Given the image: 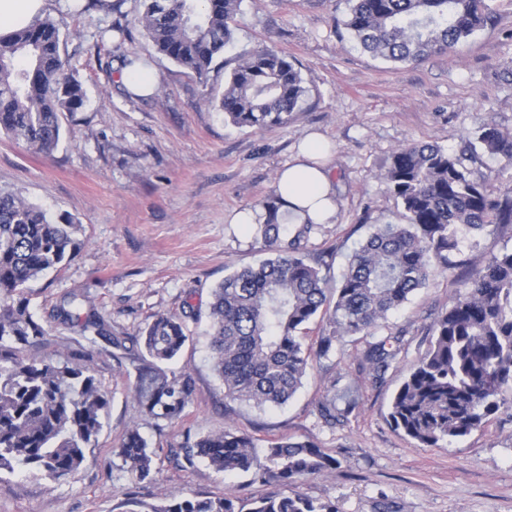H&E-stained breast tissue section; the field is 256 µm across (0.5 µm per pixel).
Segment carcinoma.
Here are the masks:
<instances>
[{
	"instance_id": "carcinoma-1",
	"label": "carcinoma",
	"mask_w": 512,
	"mask_h": 512,
	"mask_svg": "<svg viewBox=\"0 0 512 512\" xmlns=\"http://www.w3.org/2000/svg\"><path fill=\"white\" fill-rule=\"evenodd\" d=\"M138 22L156 52L207 77L214 60L235 41L242 0H143ZM339 24L365 51L393 63L446 53L495 21L489 0H346ZM307 93L300 71L285 54L265 47L244 53L214 100L239 127L284 125ZM81 83L66 75L57 24L45 19L0 37V132L48 153L61 137L60 116L82 108ZM484 150L512 165V132L481 129ZM384 178L402 209L403 224H376L329 287L330 267L311 262L316 224H286L277 196L261 202L268 218L254 238L268 257L236 270L213 290L210 350L224 396L258 408L286 403L301 387L313 360L358 336L363 361L383 379L401 352L404 335L383 333L391 313L427 285L434 266L448 268L463 236L490 227L512 228V187L499 195L483 175L447 150L427 144L398 149ZM72 218L53 219L42 207L0 190V471L34 469L54 479L74 476L102 428L108 407L91 370L81 364L24 359L19 349L46 335L29 310L30 282L74 258ZM61 322L81 335L99 336L131 352L105 319L81 314L71 295L58 307ZM324 325L309 339L310 325ZM426 353L393 396L389 424L420 445L440 448L481 428L512 394V249L491 255L465 291L437 315ZM190 339L186 321L158 315L141 332L142 361L132 391L155 419H179L193 380L167 373ZM357 407L355 392L340 388L318 403L325 423L344 421ZM121 456L141 479L153 474L154 451L135 428L126 431ZM218 472L248 473L262 482L318 475L339 459L312 442H269L259 454L251 436L229 429L198 437L186 450ZM130 512H337L331 502L271 493L259 498H185L160 504L133 502Z\"/></svg>"
}]
</instances>
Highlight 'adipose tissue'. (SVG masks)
Wrapping results in <instances>:
<instances>
[{"label": "adipose tissue", "instance_id": "ef3b65f1", "mask_svg": "<svg viewBox=\"0 0 512 512\" xmlns=\"http://www.w3.org/2000/svg\"><path fill=\"white\" fill-rule=\"evenodd\" d=\"M46 0H0V36L30 27ZM330 149L319 134L306 136L291 161L277 175L279 210L290 223H330L336 213V190L329 163Z\"/></svg>", "mask_w": 512, "mask_h": 512}]
</instances>
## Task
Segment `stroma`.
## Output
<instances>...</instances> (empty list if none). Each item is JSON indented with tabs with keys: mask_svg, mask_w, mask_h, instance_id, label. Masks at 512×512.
<instances>
[{
	"mask_svg": "<svg viewBox=\"0 0 512 512\" xmlns=\"http://www.w3.org/2000/svg\"><path fill=\"white\" fill-rule=\"evenodd\" d=\"M111 3L108 12L77 13L66 0H46L44 15L59 25L67 72L85 93L79 112L62 115L57 148L36 153L0 134V190L81 226L76 256L30 284L29 310L46 334L23 354L89 364L110 404L75 476L53 480L20 467L0 473V512H130L136 500L272 492L330 501L338 512H512V406L444 448L420 446L387 421L395 391L428 346L434 317L461 292L462 278L512 247V231L470 238L460 254L464 266L434 269L427 286L389 315V327L404 330L405 338L383 381L373 382L362 368L363 342L349 341L330 359L312 362L285 405L232 402L213 370L206 333L212 288L264 257L231 216L271 193L309 132L329 143L336 188L334 221L312 237L309 252L330 253L336 277L372 225L401 221L383 178L398 148L432 144L456 154L486 124L512 131V0H491L497 23L456 49L405 64L363 51L337 26L344 0H243L235 43L204 81L155 54L138 24L141 0ZM115 23L125 28L124 38L98 43L99 30ZM259 46L288 55L308 90L288 124L262 130L231 124L211 104L239 54ZM122 54L151 58L160 82L154 94L127 93L119 81ZM70 293L133 339L157 315L199 312L171 366L194 382L180 419L145 416L131 389V358L113 357L105 341L89 344L55 319ZM337 379L358 387L360 399L347 423L330 428L315 407ZM131 427L155 453L153 479L139 480L120 454ZM227 428L252 436L261 449L279 437L310 441L341 466L263 484L201 460L184 462V448L198 436Z\"/></svg>",
	"mask_w": 512,
	"mask_h": 512,
	"instance_id": "35a3bbf8",
	"label": "stroma"
}]
</instances>
